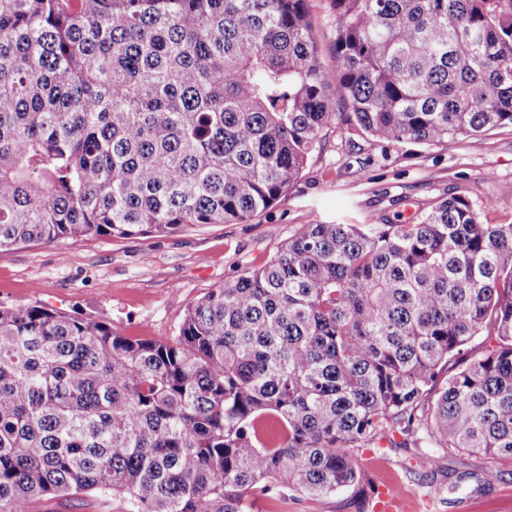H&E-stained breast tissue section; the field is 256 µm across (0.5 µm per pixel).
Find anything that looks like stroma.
Returning <instances> with one entry per match:
<instances>
[{"label": "stroma", "instance_id": "1", "mask_svg": "<svg viewBox=\"0 0 512 512\" xmlns=\"http://www.w3.org/2000/svg\"><path fill=\"white\" fill-rule=\"evenodd\" d=\"M311 20L328 85L336 60L326 23L328 0H310ZM512 128L426 147L349 139L330 128L299 181L274 206L245 224H204L165 236L90 237L0 251V304L42 305L101 320L127 336L177 334L188 307L210 289L263 265L300 224H369L411 220L438 198L465 193L481 221L512 222ZM436 457L433 468L417 464ZM375 490L323 498H262L254 512H378V491L402 498L403 512H512V458L448 450L394 431L357 451Z\"/></svg>", "mask_w": 512, "mask_h": 512}]
</instances>
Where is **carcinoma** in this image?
Wrapping results in <instances>:
<instances>
[{
  "mask_svg": "<svg viewBox=\"0 0 512 512\" xmlns=\"http://www.w3.org/2000/svg\"><path fill=\"white\" fill-rule=\"evenodd\" d=\"M308 2L0 0V250L246 223L337 119L424 146L512 127V0H329L333 95ZM396 428L512 458V223L461 194L300 224L164 341L0 306V512L364 492L352 449ZM122 505L102 496H85L81 499L46 498L35 504L34 512H123Z\"/></svg>",
  "mask_w": 512,
  "mask_h": 512,
  "instance_id": "cac0c4a2",
  "label": "carcinoma"
}]
</instances>
